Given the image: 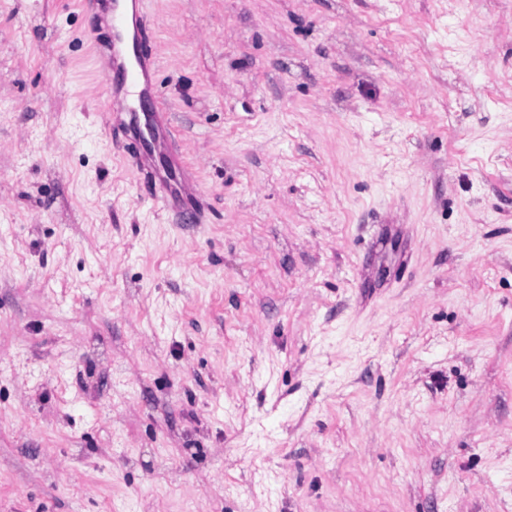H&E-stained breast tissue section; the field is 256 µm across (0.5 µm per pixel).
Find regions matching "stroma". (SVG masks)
<instances>
[{"label":"stroma","instance_id":"1","mask_svg":"<svg viewBox=\"0 0 512 512\" xmlns=\"http://www.w3.org/2000/svg\"><path fill=\"white\" fill-rule=\"evenodd\" d=\"M0 0V512H512V0ZM98 54H107L112 61V70L104 73V101L110 112H114L112 107L116 102L125 106L126 111L133 113L135 105L129 103L131 92L136 93L138 101L143 98L155 97L156 92L152 84L151 75L158 66L157 57L149 50H140L135 55V61L132 64L127 62L126 46L122 43L120 35L117 33L112 39V43L100 44L95 42ZM116 74L117 80L112 77ZM118 74L122 75V79ZM133 90V91H131ZM121 114L120 112H114Z\"/></svg>","mask_w":512,"mask_h":512}]
</instances>
